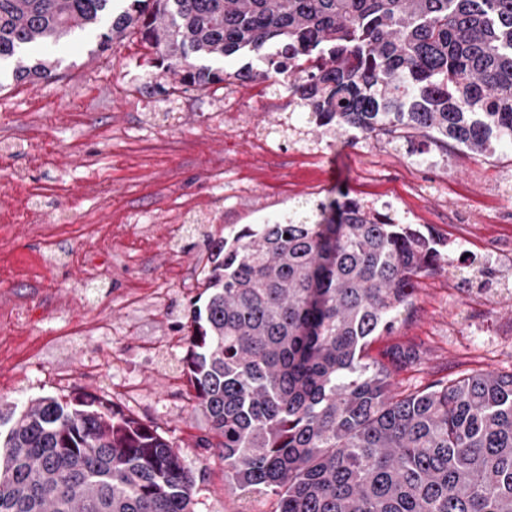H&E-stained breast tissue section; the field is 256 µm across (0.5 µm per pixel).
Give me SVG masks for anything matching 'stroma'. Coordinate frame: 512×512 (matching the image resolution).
I'll list each match as a JSON object with an SVG mask.
<instances>
[{
    "mask_svg": "<svg viewBox=\"0 0 512 512\" xmlns=\"http://www.w3.org/2000/svg\"><path fill=\"white\" fill-rule=\"evenodd\" d=\"M55 79L13 82V62L0 64V217L15 225L14 251L36 257L27 220H68L74 232L63 258L45 266L46 287L19 267L0 268V299L23 298L33 316L23 328L0 324V401L28 404L79 393L108 399L171 441L195 476L194 512H274L273 496L244 497L224 478L213 448L197 447L206 414L181 369L187 314L199 292L207 237L232 236L303 200L346 192L396 214L447 242L450 269L416 282L410 313L392 335L370 347L416 346L421 359L394 372L409 393L472 371L512 373V146L494 156L362 138L304 123L287 85L242 91L254 139L235 135L237 117L213 123L220 85L175 90L141 104L159 79L155 50L139 35L100 52L76 32L55 50ZM101 177L90 197L85 181ZM36 198L29 218L15 213L27 186ZM204 196L216 223L195 213L168 215ZM99 224L122 225L126 254L104 260L86 282L68 255L95 245Z\"/></svg>",
    "mask_w": 512,
    "mask_h": 512,
    "instance_id": "obj_1",
    "label": "stroma"
}]
</instances>
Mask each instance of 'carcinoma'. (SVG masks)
<instances>
[{"instance_id": "1", "label": "carcinoma", "mask_w": 512, "mask_h": 512, "mask_svg": "<svg viewBox=\"0 0 512 512\" xmlns=\"http://www.w3.org/2000/svg\"><path fill=\"white\" fill-rule=\"evenodd\" d=\"M77 29L102 49L140 34L163 93L221 84L214 62L268 46L264 74H293L316 128L512 144V0H0V62L27 55L13 80L48 81ZM438 245L349 199L210 242L182 363L224 478L275 512H512V373L399 394L391 373L418 350L364 363L446 263ZM4 422L0 512H192L180 452L101 396L0 403Z\"/></svg>"}]
</instances>
